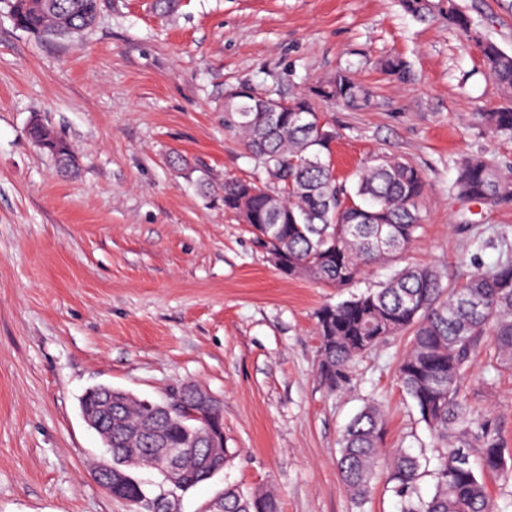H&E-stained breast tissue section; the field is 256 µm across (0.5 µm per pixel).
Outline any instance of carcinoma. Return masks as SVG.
Masks as SVG:
<instances>
[{
    "label": "carcinoma",
    "mask_w": 512,
    "mask_h": 512,
    "mask_svg": "<svg viewBox=\"0 0 512 512\" xmlns=\"http://www.w3.org/2000/svg\"><path fill=\"white\" fill-rule=\"evenodd\" d=\"M14 24L49 37L72 38L90 26L101 0H8ZM411 15L433 13L448 27L477 44L483 66L499 87L505 104L478 113L490 136L512 137V52L484 38L456 0H402ZM382 67L406 81V61L390 58ZM224 97V128L234 133L254 163L251 180L228 178L218 194L224 210L247 224L255 242L286 264L283 274L308 279L342 292L374 266H390L408 249L421 228L428 184L423 172L401 157L376 154L347 182L336 175L332 144L336 130L323 121L318 103L363 109L370 90L346 70L336 73L267 113L273 98L249 85ZM28 138L49 154L58 172L75 168L70 145L40 121L27 127ZM449 191L464 202L512 206V171L494 160L468 156L457 163ZM321 378L342 389L355 357L390 337L410 335L396 369L403 391L415 404L437 452L428 471L420 458L403 448L384 451L386 419L381 407L367 404L347 425L336 467L351 497L364 502L379 483L391 486L401 512H493L487 492L490 477H512L497 429L461 391L474 353L491 349L490 361L512 372V255L491 267H475L461 281L444 283L432 266L406 265L370 288L316 313ZM180 399L209 419L220 416L218 402L201 406L183 389ZM112 405V464L131 457L152 458L161 447L179 448L189 436L183 422L170 414L168 402L153 409ZM209 458L200 443L184 463L182 474L161 472L174 489L199 485L196 476ZM425 476L432 494L419 493ZM224 512H279L272 488L244 492L224 488Z\"/></svg>",
    "instance_id": "carcinoma-1"
}]
</instances>
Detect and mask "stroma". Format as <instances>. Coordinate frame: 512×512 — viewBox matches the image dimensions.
Listing matches in <instances>:
<instances>
[{
	"instance_id": "stroma-1",
	"label": "stroma",
	"mask_w": 512,
	"mask_h": 512,
	"mask_svg": "<svg viewBox=\"0 0 512 512\" xmlns=\"http://www.w3.org/2000/svg\"><path fill=\"white\" fill-rule=\"evenodd\" d=\"M457 2L512 51V0ZM390 57L410 63L408 81L381 69ZM340 68L374 104L320 103L338 132V175L386 153L429 185L399 265L429 264L452 282L512 251V207L448 192L461 156L512 165V138L480 135L476 113L503 98L479 49L441 17L417 19L399 0H181L171 17L153 0H101L95 24L63 41L17 29L0 0V512H132L92 475L104 447L79 399L98 384L153 401L195 384L219 399L237 455L179 493L173 512H200L227 485L274 487L280 512H399L380 485L352 499L336 456L345 425L375 401L387 449L434 457L395 377L407 337L357 358L349 383L330 391L315 313L338 295L282 275L197 184L253 173L224 128L225 90L288 99ZM35 118L71 144L75 175L61 177L29 140ZM486 362L478 353L463 390L512 456V373Z\"/></svg>"
}]
</instances>
